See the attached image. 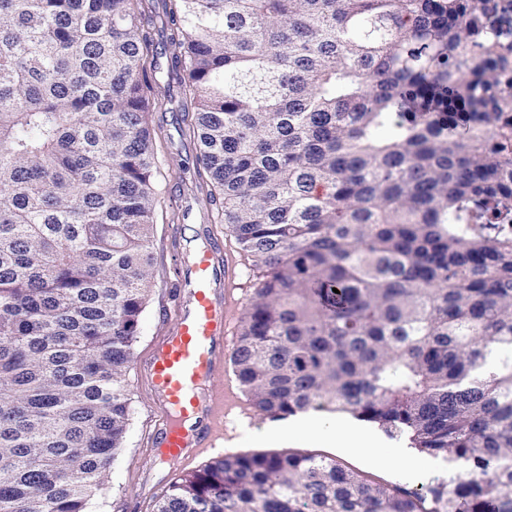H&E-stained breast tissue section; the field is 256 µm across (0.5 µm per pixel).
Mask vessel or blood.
<instances>
[{"instance_id": "vessel-or-blood-1", "label": "vessel or blood", "mask_w": 512, "mask_h": 512, "mask_svg": "<svg viewBox=\"0 0 512 512\" xmlns=\"http://www.w3.org/2000/svg\"><path fill=\"white\" fill-rule=\"evenodd\" d=\"M242 274L216 243L198 247L176 267L175 316L141 367L153 388L155 446L171 461L224 444L232 403L210 381L226 352Z\"/></svg>"}]
</instances>
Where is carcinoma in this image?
Here are the masks:
<instances>
[{
  "mask_svg": "<svg viewBox=\"0 0 512 512\" xmlns=\"http://www.w3.org/2000/svg\"><path fill=\"white\" fill-rule=\"evenodd\" d=\"M0 0V512H90L153 279L149 93L261 270L254 407L408 434L447 478L227 455L155 512H512V20L503 0ZM393 126L391 137L380 131Z\"/></svg>",
  "mask_w": 512,
  "mask_h": 512,
  "instance_id": "carcinoma-1",
  "label": "carcinoma"
}]
</instances>
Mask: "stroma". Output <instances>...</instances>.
Wrapping results in <instances>:
<instances>
[{"label":"stroma","instance_id":"1","mask_svg":"<svg viewBox=\"0 0 512 512\" xmlns=\"http://www.w3.org/2000/svg\"><path fill=\"white\" fill-rule=\"evenodd\" d=\"M159 107L150 115L158 163L155 171L157 192L153 284L143 316L140 335L134 345L133 363L127 373L132 420L125 445L112 468V478L94 499L91 512H154L157 501L180 479L202 471L215 462V455L201 453L181 462L166 461L150 442L155 416L150 409L151 388L141 377L139 367L165 336L173 315L174 266L178 256L200 244L205 224L196 214L179 209V199L195 196L199 212H209L206 191L193 180L197 145L184 133L177 89H155ZM214 385L230 391L246 423L228 435L224 451L228 454H310L332 458L341 467L359 473L368 481L408 490L420 488L432 480L444 478L446 463L422 452L414 457L418 470L405 468L400 449L408 447L404 437L383 435L377 454L381 461L369 463L365 453L346 448L308 446L298 441L261 443L253 440V431L270 426L271 418L260 413L239 384L232 364H224L213 378Z\"/></svg>","mask_w":512,"mask_h":512}]
</instances>
